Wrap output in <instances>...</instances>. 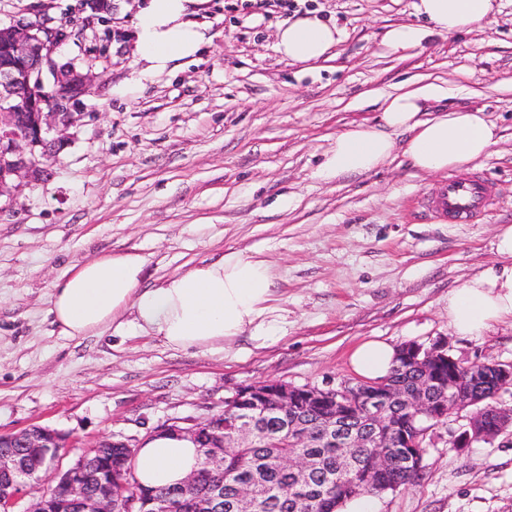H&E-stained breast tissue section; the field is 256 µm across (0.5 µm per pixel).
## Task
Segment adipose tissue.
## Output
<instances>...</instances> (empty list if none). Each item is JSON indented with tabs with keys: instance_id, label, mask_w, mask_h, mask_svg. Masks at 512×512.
I'll list each match as a JSON object with an SVG mask.
<instances>
[{
	"instance_id": "adipose-tissue-1",
	"label": "adipose tissue",
	"mask_w": 512,
	"mask_h": 512,
	"mask_svg": "<svg viewBox=\"0 0 512 512\" xmlns=\"http://www.w3.org/2000/svg\"><path fill=\"white\" fill-rule=\"evenodd\" d=\"M205 0H146L137 15L136 50L146 72L196 55L206 41L193 16ZM413 10L434 31H471L495 12L493 0H415ZM341 39L336 26L315 13L284 23L276 47L292 64L324 57ZM435 92L420 88L388 96L381 121L337 134L320 176L370 172L394 150L393 133L407 134L404 153L425 173L458 169L487 156L498 143L496 125L483 109L451 110L426 116ZM496 267L464 281L448 294V322L458 335L480 336L492 324L512 318V225L495 236ZM145 260L137 254H109L79 266L54 286L51 314L61 333L87 336L133 322L175 349L213 351L248 330L264 328L274 295L268 261L230 251L219 260L193 266L156 287L144 286ZM397 350L371 339L358 344L350 365L358 377L389 375ZM200 453L186 438L154 437L132 460L137 480L147 488L173 486L198 469Z\"/></svg>"
}]
</instances>
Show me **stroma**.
<instances>
[{"label": "stroma", "instance_id": "35a3bbf8", "mask_svg": "<svg viewBox=\"0 0 512 512\" xmlns=\"http://www.w3.org/2000/svg\"><path fill=\"white\" fill-rule=\"evenodd\" d=\"M109 2L85 23L80 0H0L1 24L43 14L68 25L57 60L91 85L58 161L0 199V434L54 429L69 466L102 439L139 446L220 413L245 385L356 383L349 357L371 338H441L462 364H512L511 319L480 337L448 323L449 291L497 264V229L512 225V0L472 31L399 50L385 36L420 25L414 0H313L342 40L303 65L276 50L283 14L209 0L201 51L140 80L143 0ZM427 84L441 89L433 111L483 109L501 135L463 172L493 183L487 212L468 224L423 208L448 175L416 170L400 133L378 169L317 175L336 134L373 122L382 97ZM230 250L272 265L269 337L179 350L132 325L65 336L49 313L55 282L100 256L141 255L153 287ZM469 416L431 427L420 480L378 495V512H512V428L454 448Z\"/></svg>", "mask_w": 512, "mask_h": 512}]
</instances>
